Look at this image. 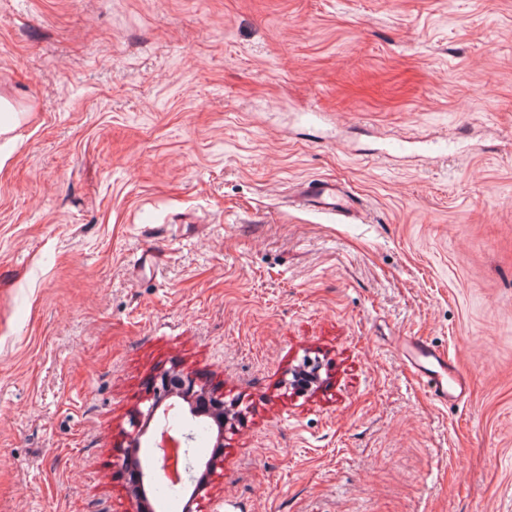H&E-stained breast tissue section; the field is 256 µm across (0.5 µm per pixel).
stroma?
<instances>
[{"mask_svg": "<svg viewBox=\"0 0 512 512\" xmlns=\"http://www.w3.org/2000/svg\"><path fill=\"white\" fill-rule=\"evenodd\" d=\"M0 97V512H136L174 366L242 414L195 512H512V0H0ZM296 202L306 208L337 216H354L350 198L334 181L314 180L301 184ZM403 353L429 395L438 403L448 404L466 394L468 384L457 365L448 364L447 354L422 337L404 338ZM426 363L434 368L427 367ZM321 368L319 364L310 358H304L302 363L297 365L291 372V380H289L290 388L298 393L307 391L317 382Z\"/></svg>", "mask_w": 512, "mask_h": 512, "instance_id": "35a3bbf8", "label": "stroma"}]
</instances>
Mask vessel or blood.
I'll return each instance as SVG.
<instances>
[{"label":"vessel or blood","instance_id":"1","mask_svg":"<svg viewBox=\"0 0 512 512\" xmlns=\"http://www.w3.org/2000/svg\"><path fill=\"white\" fill-rule=\"evenodd\" d=\"M296 201L303 207L331 215L350 217L354 214L350 198L333 181L314 180L301 185ZM403 353L435 401L445 404L465 395L467 381L457 365L449 363L445 352L422 337L409 336L403 341Z\"/></svg>","mask_w":512,"mask_h":512}]
</instances>
